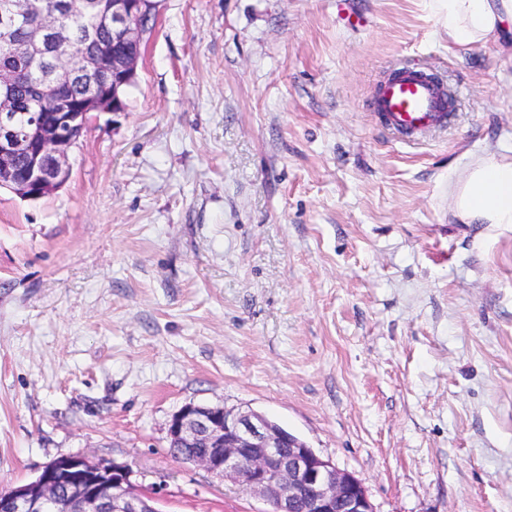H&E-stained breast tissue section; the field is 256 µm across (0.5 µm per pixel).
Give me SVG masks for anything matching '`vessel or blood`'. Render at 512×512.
I'll return each instance as SVG.
<instances>
[{"label": "vessel or blood", "instance_id": "vessel-or-blood-1", "mask_svg": "<svg viewBox=\"0 0 512 512\" xmlns=\"http://www.w3.org/2000/svg\"><path fill=\"white\" fill-rule=\"evenodd\" d=\"M449 107L446 86L423 70L409 67L397 69L380 82L372 102L382 124L409 143L431 129L444 127Z\"/></svg>", "mask_w": 512, "mask_h": 512}]
</instances>
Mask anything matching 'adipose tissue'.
Wrapping results in <instances>:
<instances>
[{
    "label": "adipose tissue",
    "instance_id": "obj_1",
    "mask_svg": "<svg viewBox=\"0 0 512 512\" xmlns=\"http://www.w3.org/2000/svg\"><path fill=\"white\" fill-rule=\"evenodd\" d=\"M452 46L512 40V0H437ZM449 209L462 224L512 225V149L473 157L448 182Z\"/></svg>",
    "mask_w": 512,
    "mask_h": 512
}]
</instances>
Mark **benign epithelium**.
Segmentation results:
<instances>
[{
  "mask_svg": "<svg viewBox=\"0 0 512 512\" xmlns=\"http://www.w3.org/2000/svg\"><path fill=\"white\" fill-rule=\"evenodd\" d=\"M70 11L91 19L89 36L111 30L112 43H96L85 60L92 89L80 100L68 93L69 65L57 55L70 32L36 0H0V46L17 60L0 69V188L27 200L59 189L70 175L68 154L95 112L126 110L122 90L135 82L155 0H69ZM25 21L26 37L15 29ZM48 64L41 82L55 88L33 100L18 121L14 91L24 82L23 63ZM168 438L183 447L207 448L191 461L267 502L266 512H376L367 489L352 473L318 455L265 415L221 405H184L168 425ZM123 463L68 456L45 464L28 483L0 491V512H160L139 494Z\"/></svg>",
  "mask_w": 512,
  "mask_h": 512,
  "instance_id": "7a95c632",
  "label": "benign epithelium"
}]
</instances>
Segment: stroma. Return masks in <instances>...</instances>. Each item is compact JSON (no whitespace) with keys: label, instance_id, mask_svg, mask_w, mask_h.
Segmentation results:
<instances>
[{"label":"stroma","instance_id":"obj_1","mask_svg":"<svg viewBox=\"0 0 512 512\" xmlns=\"http://www.w3.org/2000/svg\"><path fill=\"white\" fill-rule=\"evenodd\" d=\"M401 65L459 92L414 144L371 108ZM126 103L54 194L0 189V490L83 455L162 512H265L171 454L194 403L376 512H512V226L448 209L512 144V46H449L435 0H158Z\"/></svg>","mask_w":512,"mask_h":512}]
</instances>
